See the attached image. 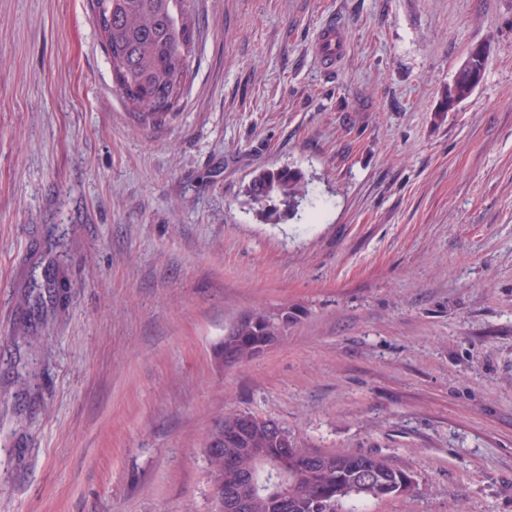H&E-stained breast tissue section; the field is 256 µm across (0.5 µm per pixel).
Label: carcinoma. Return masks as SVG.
I'll list each match as a JSON object with an SVG mask.
<instances>
[{
    "label": "carcinoma",
    "mask_w": 512,
    "mask_h": 512,
    "mask_svg": "<svg viewBox=\"0 0 512 512\" xmlns=\"http://www.w3.org/2000/svg\"><path fill=\"white\" fill-rule=\"evenodd\" d=\"M94 25L110 59L114 83L137 109L141 125L174 116L184 91L193 44V26L182 0H89ZM484 59L470 57L448 84L445 110L462 102L482 80ZM251 200L263 205L269 221L298 210L308 194L298 170L264 171L248 185ZM289 313L253 310L224 333L225 365L257 356L264 336L288 330ZM242 412L224 413L207 437L204 454L213 487L224 491V512H361L358 504L409 491L413 477L384 456L308 448L280 422ZM219 447L214 448L212 444Z\"/></svg>",
    "instance_id": "carcinoma-1"
}]
</instances>
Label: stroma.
I'll return each instance as SVG.
<instances>
[{"instance_id": "1", "label": "stroma", "mask_w": 512, "mask_h": 512, "mask_svg": "<svg viewBox=\"0 0 512 512\" xmlns=\"http://www.w3.org/2000/svg\"><path fill=\"white\" fill-rule=\"evenodd\" d=\"M183 5V96L141 126L86 0H0V512H212L230 409L413 476L366 512H512V0ZM282 167L311 202L274 224L246 189ZM345 39L333 25L324 28L317 42V52L327 62H336L345 52ZM468 60L458 68L452 82L448 85V94L443 107L446 112L454 107V104L462 102L475 91V87L482 80L484 72V58L467 56ZM466 58V59H467ZM288 308L278 313L253 310L241 315L224 333L225 366L237 365L257 356V344L262 341L263 353L275 345L288 329ZM269 340V343L267 341Z\"/></svg>"}]
</instances>
